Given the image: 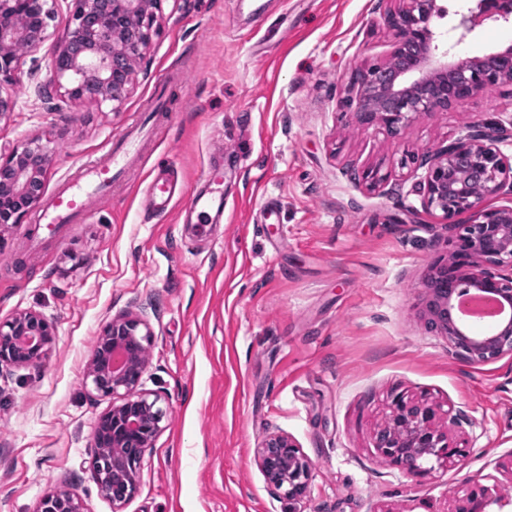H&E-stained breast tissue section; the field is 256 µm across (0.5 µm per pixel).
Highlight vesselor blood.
Wrapping results in <instances>:
<instances>
[{"instance_id": "vessel-or-blood-1", "label": "vessel or blood", "mask_w": 512, "mask_h": 512, "mask_svg": "<svg viewBox=\"0 0 512 512\" xmlns=\"http://www.w3.org/2000/svg\"><path fill=\"white\" fill-rule=\"evenodd\" d=\"M141 130V124H134L128 138L113 144L107 160L87 162L75 180L62 189L46 195L38 215L39 224L52 228L60 224H79L87 220L92 214L93 198L107 191L113 180L122 174V161L131 146L130 139L137 136ZM146 194L150 200L151 211L165 214L171 208L176 186L161 172L149 181Z\"/></svg>"}]
</instances>
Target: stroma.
<instances>
[{
  "instance_id": "35a3bbf8",
  "label": "stroma",
  "mask_w": 512,
  "mask_h": 512,
  "mask_svg": "<svg viewBox=\"0 0 512 512\" xmlns=\"http://www.w3.org/2000/svg\"><path fill=\"white\" fill-rule=\"evenodd\" d=\"M384 0H165L120 106L51 94L52 60L72 26L58 0L49 37L23 54L0 151L31 140L51 153L44 189L106 159L154 111L158 121L124 181L92 217L44 237L29 210L0 227V322L34 310L56 329L36 368H0V512H36L68 490L83 512H112L92 466L95 427L112 403L85 383L96 337L115 316L142 315L153 340L144 390L166 428L122 512H455L467 491L512 499V355L463 362L422 315V284L453 233L415 191L425 170L398 165L512 117V86L480 91L391 137L342 107L352 69L392 50ZM455 54L512 44V27L453 34ZM48 93L37 96V87ZM170 169L206 191L222 175L223 211L199 218L178 199L157 215L144 191ZM385 179L369 188L366 171ZM434 405L462 460L431 473L382 462L373 446L392 394ZM293 438L311 465L300 502L270 486L263 438Z\"/></svg>"
}]
</instances>
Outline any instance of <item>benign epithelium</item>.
<instances>
[{"label": "benign epithelium", "instance_id": "benign-epithelium-1", "mask_svg": "<svg viewBox=\"0 0 512 512\" xmlns=\"http://www.w3.org/2000/svg\"><path fill=\"white\" fill-rule=\"evenodd\" d=\"M163 2L76 0L74 26L53 61L64 95L121 103ZM392 2L382 16L393 35L389 58L355 68L348 82L346 103L358 123L395 137L424 115L446 112L488 87L512 85V45L456 57L453 45L433 25L447 15L438 0ZM463 2L452 31L469 32L482 20L512 25V0L497 12L490 11L493 0ZM51 14L48 0H0V78L18 71V46L32 50L46 40ZM68 76L73 80L62 83ZM511 139L512 118L469 131L424 155L426 174L417 187L423 209L458 229L448 259L435 263L424 283L427 324L448 341V352L474 365L512 355V206L486 205L491 198L512 196V154L502 149ZM48 160V146L36 140L0 156V224L20 223L39 201ZM461 214L467 223L454 221ZM469 291L495 298L509 319L490 333L466 325L458 297ZM54 337V325L42 314H16L0 323V367L40 365ZM151 341L144 319L129 313L116 317L97 337L86 369L93 390L112 397L96 424L94 468L113 512H120L134 493L144 456L164 430L161 397L139 388L145 361L138 349ZM438 419L435 407L394 394L388 423L374 436L379 458L410 472L431 460L445 467L455 463L464 450L449 440ZM256 455L271 486L285 489L290 500L305 496L311 466L292 438L271 433ZM507 504L498 486L481 487L467 493L456 512H494L493 507ZM37 512H82V506L73 493L59 491L46 495Z\"/></svg>", "mask_w": 512, "mask_h": 512}]
</instances>
